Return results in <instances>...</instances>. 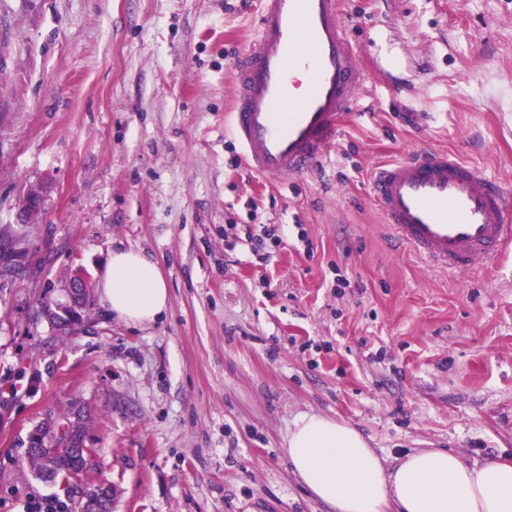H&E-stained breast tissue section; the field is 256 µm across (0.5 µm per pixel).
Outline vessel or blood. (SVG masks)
<instances>
[{
    "instance_id": "b4317fda",
    "label": "vessel or blood",
    "mask_w": 512,
    "mask_h": 512,
    "mask_svg": "<svg viewBox=\"0 0 512 512\" xmlns=\"http://www.w3.org/2000/svg\"><path fill=\"white\" fill-rule=\"evenodd\" d=\"M343 0H265L231 64L230 125L250 171L281 183L325 159L358 103L360 47ZM370 190L396 242L434 266L473 270L512 245V191L455 152L416 150L375 169Z\"/></svg>"
}]
</instances>
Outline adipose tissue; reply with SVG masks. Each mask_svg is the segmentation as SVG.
Returning <instances> with one entry per match:
<instances>
[{
  "label": "adipose tissue",
  "mask_w": 512,
  "mask_h": 512,
  "mask_svg": "<svg viewBox=\"0 0 512 512\" xmlns=\"http://www.w3.org/2000/svg\"><path fill=\"white\" fill-rule=\"evenodd\" d=\"M102 306L133 324L154 322L169 305L157 261L142 251L113 250L98 286ZM287 456L300 482L334 512H512V463H466L455 452L422 448L386 467L348 423L318 414L299 417Z\"/></svg>",
  "instance_id": "obj_1"
}]
</instances>
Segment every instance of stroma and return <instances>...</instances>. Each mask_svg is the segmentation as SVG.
Instances as JSON below:
<instances>
[{"instance_id": "obj_1", "label": "stroma", "mask_w": 512, "mask_h": 512, "mask_svg": "<svg viewBox=\"0 0 512 512\" xmlns=\"http://www.w3.org/2000/svg\"><path fill=\"white\" fill-rule=\"evenodd\" d=\"M261 7L0 0V225L42 195L0 290V512L61 498L23 443L76 398L114 512H330L288 464L303 414L350 424L389 465L417 448L512 461V255L431 268L369 186L427 146L512 190V0H345L361 107L318 168L276 186L239 164L228 118ZM266 224L283 240L262 264L249 237ZM118 248L159 261L168 311L133 325L95 299L53 336L38 298L80 267L99 281Z\"/></svg>"}]
</instances>
